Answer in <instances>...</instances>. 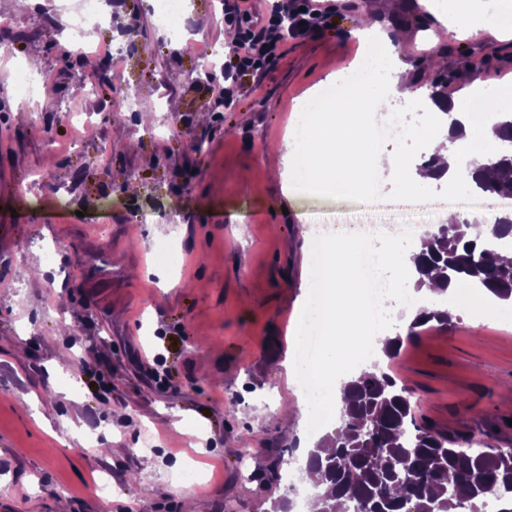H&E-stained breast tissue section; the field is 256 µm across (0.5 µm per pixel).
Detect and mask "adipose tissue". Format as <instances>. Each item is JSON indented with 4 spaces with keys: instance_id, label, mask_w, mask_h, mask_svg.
<instances>
[{
    "instance_id": "ef3b65f1",
    "label": "adipose tissue",
    "mask_w": 512,
    "mask_h": 512,
    "mask_svg": "<svg viewBox=\"0 0 512 512\" xmlns=\"http://www.w3.org/2000/svg\"><path fill=\"white\" fill-rule=\"evenodd\" d=\"M355 37L371 38L383 43L387 56L380 65L382 76L374 80L370 94L360 97L349 94L325 105L314 115L306 144H292L289 163L304 159L310 174L308 193L339 197L358 196L364 187L365 158H372L375 165L399 170L397 151H377L363 136L366 112L382 107L390 100L410 96L412 85L406 66L400 61V47L388 33L377 27H360ZM487 106L480 127L467 122L468 115L461 103H454L453 110L465 124L462 138L451 142L448 128L440 109L430 112L425 124L417 133L426 138L431 154L439 164L456 172L465 161L490 163L494 157L493 146L497 141L496 125L503 113H512V87L495 88L486 93ZM330 246L324 255L329 273L328 330L322 353L309 367L312 380L324 392L330 406L343 408L342 387L353 377L355 362L364 348H384L395 335L388 328H380L372 338L361 336L355 328L360 313L356 301L358 286L357 250L359 236L341 227L329 230Z\"/></svg>"
}]
</instances>
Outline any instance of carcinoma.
<instances>
[{"instance_id": "1", "label": "carcinoma", "mask_w": 512, "mask_h": 512, "mask_svg": "<svg viewBox=\"0 0 512 512\" xmlns=\"http://www.w3.org/2000/svg\"><path fill=\"white\" fill-rule=\"evenodd\" d=\"M495 178L484 180L480 168L464 174L477 192L512 196V115L498 124ZM464 220L442 224L438 235L421 240L411 256L415 272L435 271L436 293L448 285H465L512 301V261L500 259L497 240L512 234V217L495 219L492 227L467 235ZM453 315L428 307L409 327H447ZM346 403L332 438L334 451L310 453L307 472L318 493L319 512H483L494 497L497 512H512V450L464 448L462 435L451 437L418 421L408 388L395 376L365 371L343 387Z\"/></svg>"}]
</instances>
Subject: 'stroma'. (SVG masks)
<instances>
[{
    "mask_svg": "<svg viewBox=\"0 0 512 512\" xmlns=\"http://www.w3.org/2000/svg\"><path fill=\"white\" fill-rule=\"evenodd\" d=\"M428 2L389 0L371 15L405 33L413 74L455 98L466 75L512 85V41L494 35L512 0H469L475 32L463 39ZM150 4L102 0L108 20L73 67L60 20L78 0H31L19 27L0 30V512H183L175 488L190 465L205 474L196 512H270L269 487H289L275 474L305 437L340 424L332 413L310 431L289 369L313 274L310 231L363 199L292 193L281 173L301 103L362 58L352 32L369 0H335V28L287 37L223 104L207 90L230 50L218 0H184L179 40L158 29ZM110 43L128 49L116 80L84 91ZM18 61L39 78L26 99L14 87ZM199 139L195 156L188 145ZM378 176L379 251L408 225L439 223L436 185L406 194L390 171ZM170 237L182 261L156 265L153 246ZM101 252L108 282L92 273ZM440 301L452 326L376 363L411 390L418 419L512 448V321L480 315L469 288ZM161 326L159 386L149 374ZM97 376L110 393L92 386ZM97 478L109 496L95 493Z\"/></svg>",
    "mask_w": 512,
    "mask_h": 512,
    "instance_id": "1",
    "label": "stroma"
}]
</instances>
